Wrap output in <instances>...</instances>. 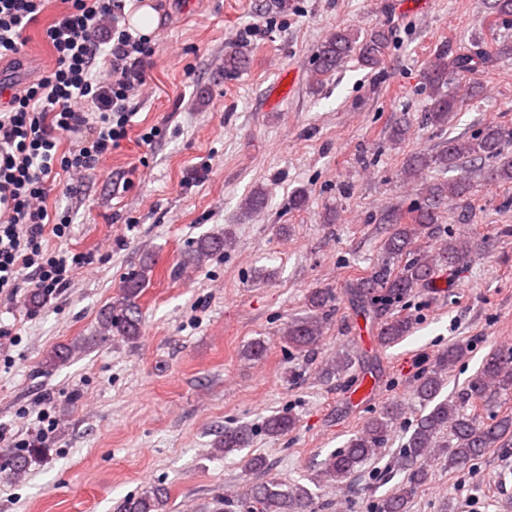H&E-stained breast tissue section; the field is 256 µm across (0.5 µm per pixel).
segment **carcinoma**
Segmentation results:
<instances>
[{
    "label": "carcinoma",
    "mask_w": 512,
    "mask_h": 512,
    "mask_svg": "<svg viewBox=\"0 0 512 512\" xmlns=\"http://www.w3.org/2000/svg\"><path fill=\"white\" fill-rule=\"evenodd\" d=\"M387 43L388 35L383 30L372 32L358 45L355 44L352 34L339 30L318 50L314 77L337 69L356 47L359 48L364 63L376 68L381 64ZM511 56L512 45L508 43L497 45L491 52L481 48H466L451 57L440 54L431 65L429 81L438 87L448 81L450 74L464 77L494 58ZM456 111L457 101L439 93L426 115V121L441 127L447 126L453 121ZM510 142L512 143V129L488 125L473 137L448 139L447 145L435 154L425 151L410 154L404 163V173L405 176L414 178L429 168L452 169L458 167L463 159L485 158L496 161L491 176L497 180L512 182V155L505 153V146ZM470 193L471 185L464 178L426 184L421 189L422 202L414 210L411 223L395 225L384 242V258L381 263L369 277L349 287L350 295L363 304L373 299L378 292L383 298L396 300L416 288L429 286L437 264L446 265L459 257L458 243L448 241L436 258L430 261L412 258L397 273L391 270L390 262L394 258L411 254L416 239L432 235L433 225L438 223L443 209L452 201L467 198ZM226 245L227 240L222 236L202 238L188 253V261L201 266L211 254ZM153 266V261L148 260L139 270L124 278L117 299L101 314L105 333L127 340L138 338L141 320L137 299L146 286L147 274ZM308 305L313 315L288 324L284 332V339L288 344L301 351L314 349L320 341L322 322L328 312V297L322 291H313L308 296ZM408 329L406 319L392 318L381 326L378 340L383 345H390L405 336ZM465 356L464 346L452 347L440 354L433 369L417 380L415 394L428 407V411L417 418L403 452L396 460L398 467L409 472L408 482L382 499L376 512H406L408 500L415 487L427 480L425 461L444 463L450 469H465L485 449L512 435V416H503L491 424H481L459 404L438 400L444 374ZM492 388L498 391L512 390V353L491 354L469 382L466 392L463 393V400H478ZM399 413V406L390 405L368 421L344 448L324 462L323 477L342 484L355 475L363 462L379 458L389 424ZM294 425L293 419L277 416L267 421L266 430L271 435H279ZM446 427L450 429L452 439L441 444L436 443L437 434ZM248 436L249 433L243 426L226 428L216 442V447L226 452L243 448L247 444ZM162 494L163 490L157 489L137 497H129L120 504L119 512H158L156 504L161 502ZM246 495L252 512H307L313 500V492L308 487L271 478L251 482Z\"/></svg>",
    "instance_id": "obj_1"
}]
</instances>
